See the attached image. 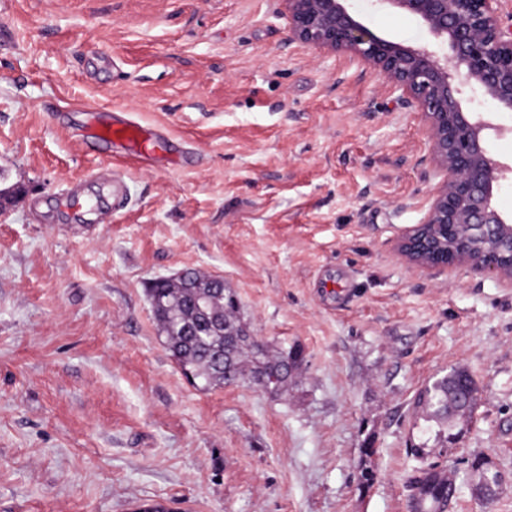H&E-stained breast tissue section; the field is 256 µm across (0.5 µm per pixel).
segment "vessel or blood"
<instances>
[{
	"instance_id": "b4317fda",
	"label": "vessel or blood",
	"mask_w": 512,
	"mask_h": 512,
	"mask_svg": "<svg viewBox=\"0 0 512 512\" xmlns=\"http://www.w3.org/2000/svg\"><path fill=\"white\" fill-rule=\"evenodd\" d=\"M81 141L86 146L107 154L117 149L122 150V158L128 163L155 160L159 157V139L155 131L131 119L98 120L84 129ZM91 183L99 188L95 204L98 222H111L113 212L123 206L124 197L121 181L109 169L97 172L90 180L80 181L67 188L63 193L67 209L75 212L82 210L85 191Z\"/></svg>"
}]
</instances>
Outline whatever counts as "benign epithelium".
Returning a JSON list of instances; mask_svg holds the SVG:
<instances>
[{
	"mask_svg": "<svg viewBox=\"0 0 512 512\" xmlns=\"http://www.w3.org/2000/svg\"><path fill=\"white\" fill-rule=\"evenodd\" d=\"M288 13L289 40L327 53H346L373 68L420 112L437 179L421 223L396 248L418 268L470 267L512 282V218L494 201V188L512 166L493 158L489 133L504 128L462 107L478 90L496 112H512V24L499 0H376L417 17L429 41L408 46L382 37L352 16L346 0H273ZM471 491L490 502L505 476L489 459L470 466Z\"/></svg>",
	"mask_w": 512,
	"mask_h": 512,
	"instance_id": "1",
	"label": "benign epithelium"
}]
</instances>
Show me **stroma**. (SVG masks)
<instances>
[{"instance_id": "obj_1", "label": "stroma", "mask_w": 512, "mask_h": 512, "mask_svg": "<svg viewBox=\"0 0 512 512\" xmlns=\"http://www.w3.org/2000/svg\"><path fill=\"white\" fill-rule=\"evenodd\" d=\"M0 19V189L23 188L0 212V512H409L410 448L440 451L413 401L456 367L481 401L452 512H512V488L472 495L467 464L512 478V284L397 254L434 184L415 109L358 59L289 41L273 0H0ZM97 53L113 66L91 77ZM463 107L508 127L490 150L512 165V113L477 91ZM93 108L187 153L88 151L73 130ZM105 168L127 194L111 223L35 209ZM186 269L223 278L269 354L300 348L285 389L188 382L146 296Z\"/></svg>"}]
</instances>
